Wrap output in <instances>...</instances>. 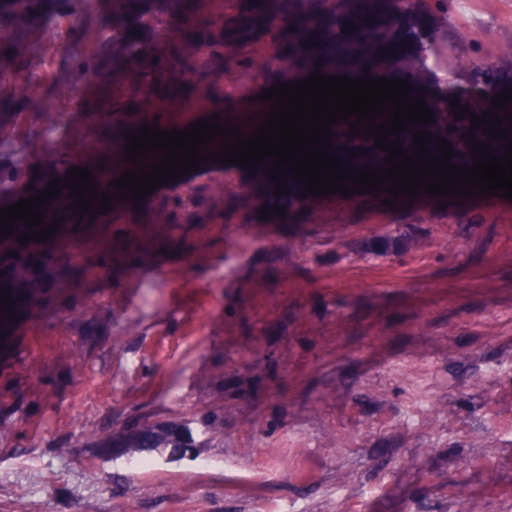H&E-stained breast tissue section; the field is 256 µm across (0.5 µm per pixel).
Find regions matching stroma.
I'll use <instances>...</instances> for the list:
<instances>
[{"instance_id": "stroma-1", "label": "stroma", "mask_w": 512, "mask_h": 512, "mask_svg": "<svg viewBox=\"0 0 512 512\" xmlns=\"http://www.w3.org/2000/svg\"><path fill=\"white\" fill-rule=\"evenodd\" d=\"M437 73L512 50V0H448ZM28 71L96 52L32 34ZM111 76L32 84L8 128L31 183L86 167ZM64 224L80 269L0 333V512H504L512 504V200L327 201L307 219ZM412 244L378 251L396 230ZM215 416L216 427L204 424ZM188 423L193 455L109 459L138 421Z\"/></svg>"}]
</instances>
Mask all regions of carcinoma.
<instances>
[{"label":"carcinoma","mask_w":512,"mask_h":512,"mask_svg":"<svg viewBox=\"0 0 512 512\" xmlns=\"http://www.w3.org/2000/svg\"><path fill=\"white\" fill-rule=\"evenodd\" d=\"M448 0H224V12L204 23H194L187 11L186 0H112V16L119 24L112 25V40L99 43L95 54L73 59L69 77L83 79L104 74L107 59L118 68L131 62L145 64L140 70L128 97L140 96L155 103L157 111L168 112L176 101L190 99L199 90H205L202 101H248L259 86L287 84L319 71L327 76H378L387 71L397 79L411 85L413 96L425 100L433 107L428 94L432 81L416 75L405 67L407 58L427 53L438 40L437 20L444 15ZM84 0H0V64L11 71L13 78L33 82L37 76L27 73L23 56L27 37L36 28L54 29L60 22L84 30L100 26L85 16ZM177 22L189 26L188 39L195 42L198 51L192 56L183 54L181 44L170 45L164 52L155 53V37L170 24ZM124 46L121 54L111 53V41ZM357 43H370L373 53L355 56L351 47ZM256 49L268 51L270 64L256 70L251 54ZM322 62H317V59ZM234 71L239 80L224 85V72ZM463 77L478 88L485 103L474 102L476 96L457 94L458 106L469 107V113L458 119L451 99H440L444 111L434 113L429 125H409L399 134L387 138L401 143V148L412 154L417 150L412 133L428 131L434 138L428 149L438 155L435 139L443 138L451 144L453 165L471 166L472 143L493 145L497 155L504 153L505 143L488 140L483 127H473L470 115L489 111L491 98L512 87V58L493 66L463 70ZM25 102L16 98L7 87H0V118L8 123L24 110ZM331 126L329 151L345 165L357 171L363 166L385 169L388 153L374 147L372 137H354L349 134L348 122ZM361 151L355 156L353 152ZM274 159L246 172L243 182L253 187L255 199L244 203H229L224 208V222L237 224H264L276 220L273 209L281 207L284 213L298 214L306 210L302 182L294 174L285 173L277 179L269 176ZM282 185L287 194L275 196V186ZM29 188V182L8 155H0V209L10 205L11 198H19ZM208 187L187 183L179 191L145 202L150 209L164 208L170 223L188 224L195 209L206 201ZM76 199L65 202L61 218L73 223L89 219H125L126 213H80L73 208ZM268 208V217H259V210ZM32 228L13 227V234L0 240V288L6 289L13 299L11 315H0V325L10 326L16 316L37 306L34 289L51 271L49 262L36 248V242L24 244L19 235ZM23 268L26 276H17ZM181 429L175 422H159L143 426V431L132 434L127 447L137 452L141 448H175L173 432Z\"/></svg>","instance_id":"carcinoma-1"}]
</instances>
